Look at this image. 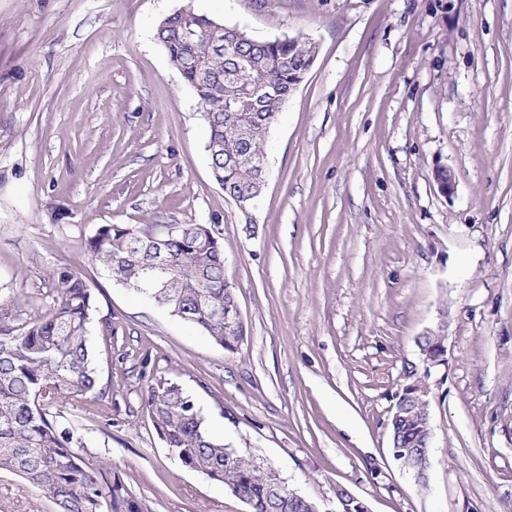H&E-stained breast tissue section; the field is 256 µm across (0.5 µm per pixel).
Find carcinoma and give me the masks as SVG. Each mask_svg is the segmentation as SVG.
Returning <instances> with one entry per match:
<instances>
[{
  "label": "carcinoma",
  "mask_w": 512,
  "mask_h": 512,
  "mask_svg": "<svg viewBox=\"0 0 512 512\" xmlns=\"http://www.w3.org/2000/svg\"><path fill=\"white\" fill-rule=\"evenodd\" d=\"M218 21L199 13L159 21L154 39L203 107L209 167L224 194L249 208L258 198L259 174L242 161L266 150L272 128L293 90L309 72L316 46L302 36L274 41H237L221 32L224 49L211 42ZM251 98V112L224 105ZM102 224L85 242L91 261L113 281L167 310L228 352L246 336L242 323L222 314L238 307L226 272L224 243L212 226ZM171 279L169 288H141L142 280ZM54 304L39 317L18 321L28 305L20 295L0 302V473L23 479L53 512H143L141 503L112 477V469L85 451L82 424L57 412L61 398L83 400L99 393L100 377L89 349L93 294L84 278L61 266L51 276ZM145 412L166 448L181 463L242 499L250 512H308L300 500L270 492L272 466L245 455L213 435L192 396L172 381L147 388ZM392 441L417 451L427 445L430 408L414 397L390 426Z\"/></svg>",
  "instance_id": "1"
}]
</instances>
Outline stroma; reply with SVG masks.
Returning a JSON list of instances; mask_svg holds the SVG:
<instances>
[{
	"instance_id": "35a3bbf8",
	"label": "stroma",
	"mask_w": 512,
	"mask_h": 512,
	"mask_svg": "<svg viewBox=\"0 0 512 512\" xmlns=\"http://www.w3.org/2000/svg\"><path fill=\"white\" fill-rule=\"evenodd\" d=\"M187 4L317 47L246 211L214 180L202 107L153 39ZM102 224L214 225L238 349L93 265ZM65 265L96 295L106 393L59 408L148 512H248L165 447L142 404L161 380L313 500L342 486L371 512H512V0H0V299L44 313ZM430 332L448 364L430 378L424 488L394 461L388 422ZM0 512L52 506L1 474Z\"/></svg>"
}]
</instances>
